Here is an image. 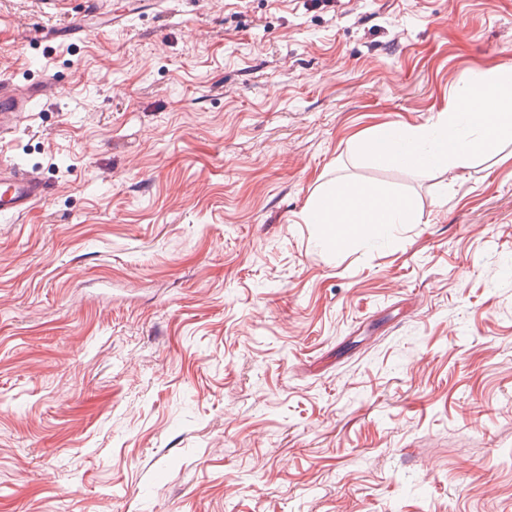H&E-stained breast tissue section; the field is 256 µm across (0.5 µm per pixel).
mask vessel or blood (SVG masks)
<instances>
[{
  "label": "vessel or blood",
  "instance_id": "obj_1",
  "mask_svg": "<svg viewBox=\"0 0 512 512\" xmlns=\"http://www.w3.org/2000/svg\"><path fill=\"white\" fill-rule=\"evenodd\" d=\"M59 94L54 76L34 85L19 83L10 75L0 76V141L17 133L26 113L37 104ZM50 188L41 176L8 159L0 161V223L10 224L45 202Z\"/></svg>",
  "mask_w": 512,
  "mask_h": 512
}]
</instances>
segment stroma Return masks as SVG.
<instances>
[{"instance_id":"stroma-1","label":"stroma","mask_w":512,"mask_h":512,"mask_svg":"<svg viewBox=\"0 0 512 512\" xmlns=\"http://www.w3.org/2000/svg\"><path fill=\"white\" fill-rule=\"evenodd\" d=\"M81 22L57 39L48 29ZM512 65V0H0V512H512V141H362ZM413 221L338 248L337 179ZM53 75H45L35 85L19 83L10 75L0 76V141L13 136L27 112H35L36 105L59 95ZM50 188L41 176L16 160L0 161V223L12 224L45 202Z\"/></svg>"}]
</instances>
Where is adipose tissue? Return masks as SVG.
I'll return each mask as SVG.
<instances>
[{
  "mask_svg": "<svg viewBox=\"0 0 512 512\" xmlns=\"http://www.w3.org/2000/svg\"><path fill=\"white\" fill-rule=\"evenodd\" d=\"M508 139H512V65H501L463 79L454 109L440 114L436 122L415 128L383 127L365 141L364 148L380 163L450 170L496 152ZM409 219L410 202L401 193L372 187L360 191L341 182L313 199L305 213L306 223L330 225L337 246L366 235L374 225L405 224Z\"/></svg>",
  "mask_w": 512,
  "mask_h": 512,
  "instance_id": "ef3b65f1",
  "label": "adipose tissue"
}]
</instances>
